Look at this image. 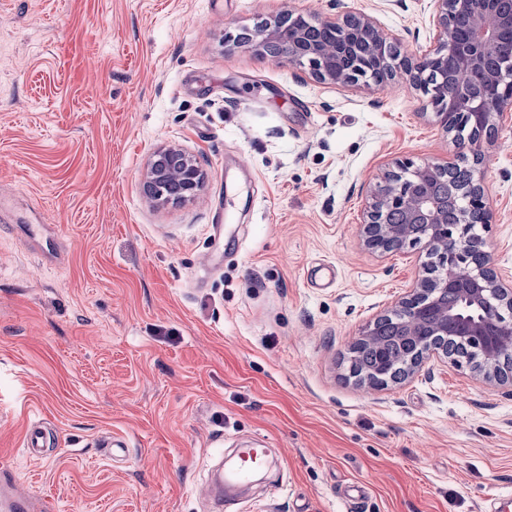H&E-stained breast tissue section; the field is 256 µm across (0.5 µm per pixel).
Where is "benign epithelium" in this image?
<instances>
[{"label":"benign epithelium","instance_id":"obj_1","mask_svg":"<svg viewBox=\"0 0 512 512\" xmlns=\"http://www.w3.org/2000/svg\"><path fill=\"white\" fill-rule=\"evenodd\" d=\"M432 25L430 49L409 54L400 38L368 15L280 12L224 41V54L249 46L263 59L308 70L320 84L369 89L405 81L430 96L456 155L385 167L370 186L362 220L363 245L373 253L422 244L430 258L428 275L360 329L350 354L372 340L381 321L396 318L400 335L416 342V354L395 376L357 375L364 386L403 382L431 360L458 364L448 356L451 337L468 350L466 363L476 380L512 387V284L491 268L472 226L474 213L483 225L492 221L477 165L512 107V80L506 77L512 67V0H436ZM469 155L470 177L456 182L451 197L438 193V184L453 179ZM204 178L197 159L168 146L149 162L145 188L158 201L184 202L198 194Z\"/></svg>","mask_w":512,"mask_h":512}]
</instances>
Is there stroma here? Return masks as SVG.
I'll list each match as a JSON object with an SVG mask.
<instances>
[{
	"label": "stroma",
	"instance_id": "35a3bbf8",
	"mask_svg": "<svg viewBox=\"0 0 512 512\" xmlns=\"http://www.w3.org/2000/svg\"><path fill=\"white\" fill-rule=\"evenodd\" d=\"M428 49L435 0H341ZM329 0H0V464L30 512H484L512 490V388L428 363L347 377L360 328L425 250L362 244L374 175L453 147L406 82L333 90L224 39ZM165 145L206 171L143 190ZM481 173L512 277V116ZM52 428L28 456V423ZM130 444L110 453L102 436ZM238 503L205 488L246 441ZM204 170L193 158L175 146L157 151L145 173V188L161 202H184L194 198L204 184Z\"/></svg>",
	"mask_w": 512,
	"mask_h": 512
}]
</instances>
